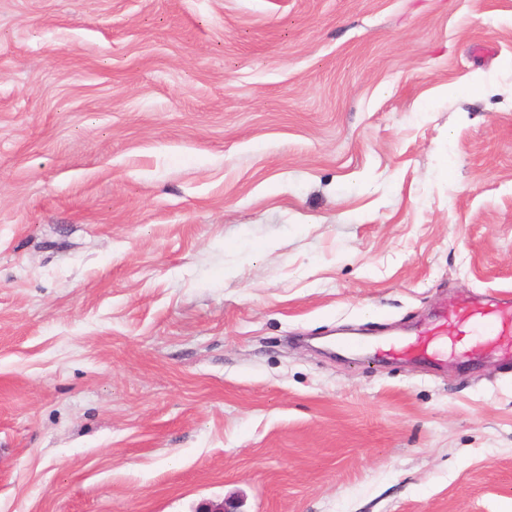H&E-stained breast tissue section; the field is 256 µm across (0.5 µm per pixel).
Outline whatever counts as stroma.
<instances>
[{
    "label": "stroma",
    "instance_id": "obj_1",
    "mask_svg": "<svg viewBox=\"0 0 512 512\" xmlns=\"http://www.w3.org/2000/svg\"><path fill=\"white\" fill-rule=\"evenodd\" d=\"M482 293L512 0H0V512H512Z\"/></svg>",
    "mask_w": 512,
    "mask_h": 512
}]
</instances>
